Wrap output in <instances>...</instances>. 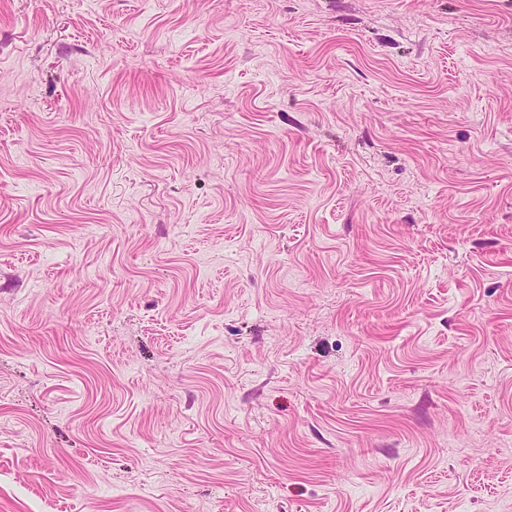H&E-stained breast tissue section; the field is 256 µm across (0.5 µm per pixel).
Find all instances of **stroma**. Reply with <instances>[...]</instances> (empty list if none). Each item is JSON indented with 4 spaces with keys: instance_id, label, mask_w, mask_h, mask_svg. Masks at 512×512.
Returning <instances> with one entry per match:
<instances>
[{
    "instance_id": "stroma-1",
    "label": "stroma",
    "mask_w": 512,
    "mask_h": 512,
    "mask_svg": "<svg viewBox=\"0 0 512 512\" xmlns=\"http://www.w3.org/2000/svg\"><path fill=\"white\" fill-rule=\"evenodd\" d=\"M0 512H512V0H0Z\"/></svg>"
}]
</instances>
